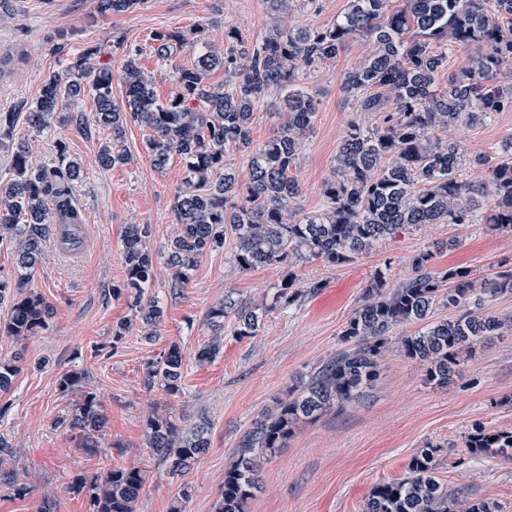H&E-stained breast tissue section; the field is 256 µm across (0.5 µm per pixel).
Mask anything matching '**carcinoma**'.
I'll use <instances>...</instances> for the list:
<instances>
[{"instance_id":"cac0c4a2","label":"carcinoma","mask_w":512,"mask_h":512,"mask_svg":"<svg viewBox=\"0 0 512 512\" xmlns=\"http://www.w3.org/2000/svg\"><path fill=\"white\" fill-rule=\"evenodd\" d=\"M139 3L95 0V8L104 15ZM387 7L388 0H350L348 12L324 27H277L252 47L228 53L209 50L193 66L176 69L175 89L164 102L157 100L136 57H128L116 75L92 65L90 51L66 77H47L25 121L41 130L58 116L85 134L93 122L112 130L114 141L125 126L137 123L147 130L146 150L156 167L163 168L173 152L181 156L186 179L173 206L181 230L165 251L174 288L187 283L200 257L224 248L229 234L235 244L231 259L247 272L261 265L286 267L296 257L342 267L405 225L473 223L477 197L492 198L485 216L491 230L512 231V161L476 155L473 164L486 168L489 180H460V149L438 136L512 107V96L504 97L496 84L502 65L510 66L512 75V0H405V8L393 13ZM355 36L370 40L374 51L345 72L344 85L359 97V111L379 114L380 122L371 131L350 123L333 175L324 185V208L303 214L293 206L301 189L292 171L317 105L294 86L302 67L336 59ZM155 41L156 55L168 59L201 42L202 31L190 36L161 32ZM450 44H475L478 49L461 75L448 78V88L438 91L433 86L438 71L448 65ZM218 67L235 77L233 87L206 82ZM115 79L126 89L124 109L112 101ZM284 89L288 93L277 107L276 115L282 117L277 135L254 144V111ZM85 91L95 95L93 118L83 112L58 115L64 100ZM231 152L248 160L249 179L243 186L226 163ZM130 161L128 154L108 146L99 154L104 169ZM12 166L14 179L0 187V247L13 250L16 268L11 278L0 275V303L10 302L0 335L24 338L47 318L41 299L26 293L29 272L41 261L58 225L77 229L84 223L73 193L81 169L69 159L63 142L57 144L53 167L33 165L21 142L13 151ZM150 233L148 224L128 225L125 279L112 286V295L133 298L135 316L155 326L163 311L158 301L145 296L155 268L147 248ZM431 260L432 253L421 252L413 258L411 271L396 282L388 283L381 273L368 282L361 304L341 332L345 346L276 399L241 436L237 457L224 471L215 512H244L258 485L257 456L284 447L296 424L360 399L380 375L379 358L387 344L400 342L408 357L429 363L430 380L445 383L454 373L460 348L502 329L504 322L482 312V306L486 298L512 294V269L478 284L469 271L440 270ZM295 283L294 273L286 271L279 284L286 305L298 296ZM436 305L457 311L458 317L433 321L406 336L397 334L403 326L430 319ZM230 316L237 322V335L257 334L259 316L246 303L227 296L207 312L216 326ZM184 365L182 350L170 347L146 364L145 387L159 384L169 395L181 396ZM100 406L97 394L86 391L69 421L88 449L98 447L104 426ZM146 428L149 446L175 472L209 445L205 419L181 430L151 417ZM465 447L475 454L512 459V430L477 425ZM437 466L436 449H423L412 458L406 477L372 488L365 512H495L486 501L470 502L448 490L435 476ZM144 482L138 467L109 468L101 483L90 485L92 512H136Z\"/></svg>"}]
</instances>
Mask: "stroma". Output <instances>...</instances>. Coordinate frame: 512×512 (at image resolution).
I'll list each match as a JSON object with an SVG mask.
<instances>
[{
    "mask_svg": "<svg viewBox=\"0 0 512 512\" xmlns=\"http://www.w3.org/2000/svg\"><path fill=\"white\" fill-rule=\"evenodd\" d=\"M348 6L349 0H292L288 23L320 27ZM278 22L266 0H142L134 10L106 16L94 0H0V53L14 58L9 75L0 78V112L25 111L51 73L69 69L90 49L95 64L114 69L136 54L163 100L174 88L175 67L192 65L200 50L183 51L172 63L159 60L155 33L200 28L207 45L228 50V29L253 44ZM368 52V40L357 37L336 60L302 72L301 88L318 104L297 160L304 211L323 205V184L349 120L368 128L378 121L373 113L358 112L342 85L345 72ZM14 136L45 167L53 165L57 143H66L81 167L74 193L85 222L77 250L63 254L48 242L30 276L29 291L50 310L47 326L25 340L0 336V363L15 360L20 367L10 390L0 392V434L13 449L0 468L14 471L29 488L20 495L0 483V512H37L45 498L57 512H91L89 491L79 479L115 465L145 474L137 512H170L177 501L184 512H213L242 434L275 397L341 348L343 326L375 273L391 281L407 275L413 258L426 251L437 268L465 269L477 280L512 268V232H493L483 223L424 224L398 229L344 267L294 260L291 270L300 283L319 281L323 288L289 306L278 297L280 266L242 272L226 248L203 255L189 282L176 290L163 253L179 232L173 204L186 174L178 154L164 168L155 167L144 149L147 132L134 123L118 141L108 129L87 136L55 122L39 132L18 126ZM453 138L463 155L461 179L486 178L470 159L505 158L512 109L460 125ZM106 142L128 153L130 163L102 169L98 152ZM131 224L152 227L148 247L156 277L148 293L159 300L163 322L149 340L133 320L129 298L111 291L123 277V236ZM227 296L261 309L258 335H236L230 317L223 330H214L207 312ZM484 309L505 325L459 353L448 384L428 380L426 362L405 356L398 343L387 345L380 377L364 397L300 423L285 447L261 457L259 487L245 512H361L375 485L406 476L411 458L431 445L440 449L437 476L445 486L512 512V462L477 456L464 446L474 425L512 429V295L486 299ZM126 320L130 332L113 342V326ZM215 337L223 343L220 353L196 361L195 353ZM174 344L186 356L179 398L144 386L146 363ZM69 370L84 378L80 388L63 393L57 379ZM86 390L97 393L107 420L94 450L83 448L79 432L63 422ZM153 416L180 426L209 419L210 446L185 473H172L149 448L145 423Z\"/></svg>",
    "mask_w": 512,
    "mask_h": 512,
    "instance_id": "stroma-1",
    "label": "stroma"
}]
</instances>
